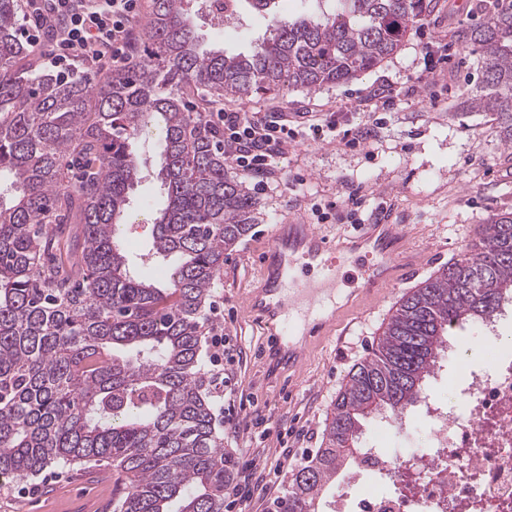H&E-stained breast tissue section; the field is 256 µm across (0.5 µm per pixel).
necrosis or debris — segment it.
Masks as SVG:
<instances>
[{
    "mask_svg": "<svg viewBox=\"0 0 512 512\" xmlns=\"http://www.w3.org/2000/svg\"><path fill=\"white\" fill-rule=\"evenodd\" d=\"M473 349L483 362L453 382L459 409L423 394L420 447L359 454L353 470L363 489H337L332 512H512V352L493 322L458 352Z\"/></svg>",
    "mask_w": 512,
    "mask_h": 512,
    "instance_id": "obj_1",
    "label": "necrosis or debris"
}]
</instances>
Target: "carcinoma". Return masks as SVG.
<instances>
[{
    "instance_id": "obj_1",
    "label": "carcinoma",
    "mask_w": 512,
    "mask_h": 512,
    "mask_svg": "<svg viewBox=\"0 0 512 512\" xmlns=\"http://www.w3.org/2000/svg\"><path fill=\"white\" fill-rule=\"evenodd\" d=\"M186 0H152L145 57L94 85L24 70L18 0H0V475L110 462L119 512H224L235 478L203 357L206 308L224 253L251 231L255 199L224 157V136L185 100L312 91L392 58L434 0H230L269 18L250 51L202 47ZM459 28L485 58L466 104L512 146V0H479ZM153 139L166 201L151 252L162 282L118 244ZM512 296V212L494 214L455 258L393 306L371 355L348 374L320 447L291 470L274 512H322L361 452L365 422L417 402L451 330L497 318Z\"/></svg>"
}]
</instances>
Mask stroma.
Returning a JSON list of instances; mask_svg holds the SVG:
<instances>
[{"label": "stroma", "mask_w": 512, "mask_h": 512, "mask_svg": "<svg viewBox=\"0 0 512 512\" xmlns=\"http://www.w3.org/2000/svg\"><path fill=\"white\" fill-rule=\"evenodd\" d=\"M192 18L207 49L246 51L267 29L266 20L246 8L226 24L197 11ZM480 19L478 8L464 0H436L433 12L391 59L351 82L309 92L224 100L226 110L276 108L292 120L301 112L311 111L320 118L337 112L344 116L342 128L352 130L374 111L367 97L380 77H388L395 93L384 122L372 128L369 146L347 147L329 136L307 137L289 145L281 182L261 190L252 178L244 180L258 203L256 221L224 256L203 334L211 336L216 326H223L236 347L234 363L211 370L214 380L231 381L232 392L221 404L226 416L244 424L249 420L248 404L265 403L271 419L287 423L288 436L280 438L274 429L237 438L225 435L224 449L237 463H245L249 451L272 464L282 447H289L300 461L319 448L338 390L370 352L394 305L386 300L338 327L332 337L311 349L301 375L287 373L277 382H267L259 355L265 329L244 315L242 298L257 273L256 255L276 224L299 217L336 237L351 233L355 219L373 223L376 204L392 207L395 222L411 225L416 242L432 256L419 278L400 285L404 293L456 257L488 215L512 212V148L504 145L491 115L466 114L461 109L484 63L479 55L464 51L454 33ZM428 54L436 59L435 71L420 84L416 78L422 75ZM140 167L142 178L131 192L134 215L119 238L134 258L150 249L153 211L163 202L150 148L141 150ZM356 189L366 205L354 219L344 201ZM123 492L122 476L108 464L50 467L22 483L0 477V512H115Z\"/></svg>", "instance_id": "1"}]
</instances>
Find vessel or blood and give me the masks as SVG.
Segmentation results:
<instances>
[{
	"mask_svg": "<svg viewBox=\"0 0 512 512\" xmlns=\"http://www.w3.org/2000/svg\"><path fill=\"white\" fill-rule=\"evenodd\" d=\"M340 255L352 256L362 268L349 288L339 281ZM429 259L404 224H362L335 241L301 219L276 225L243 299L247 315L267 330L260 356L268 381L302 368L311 344L389 298Z\"/></svg>",
	"mask_w": 512,
	"mask_h": 512,
	"instance_id": "1",
	"label": "vessel or blood"
}]
</instances>
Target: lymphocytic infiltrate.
<instances>
[{
	"label": "lymphocytic infiltrate",
	"instance_id": "1",
	"mask_svg": "<svg viewBox=\"0 0 512 512\" xmlns=\"http://www.w3.org/2000/svg\"><path fill=\"white\" fill-rule=\"evenodd\" d=\"M141 0H26L38 15L20 34L30 45H38L42 31H51L54 47L47 56L59 74L70 73L73 63L87 71L125 68L135 60L134 20ZM207 122L224 130V156L244 175L267 186L269 178L284 169L289 143L306 134L321 135L335 129L326 124L300 122L289 125L285 113L219 111Z\"/></svg>",
	"mask_w": 512,
	"mask_h": 512
}]
</instances>
